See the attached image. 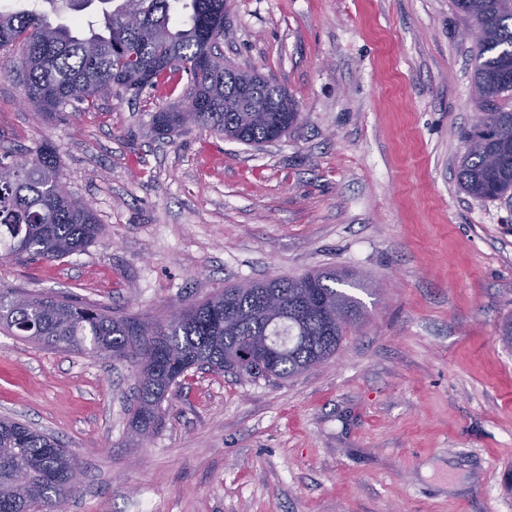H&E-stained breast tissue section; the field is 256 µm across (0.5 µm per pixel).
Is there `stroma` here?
Wrapping results in <instances>:
<instances>
[{
	"label": "stroma",
	"instance_id": "35a3bbf8",
	"mask_svg": "<svg viewBox=\"0 0 512 512\" xmlns=\"http://www.w3.org/2000/svg\"><path fill=\"white\" fill-rule=\"evenodd\" d=\"M471 26L452 0H227L225 59L300 113L259 146L156 135L183 72L45 116L13 69L22 44L0 51V161L54 145L106 230L55 261L0 260V288L159 321L333 267L365 306L333 357L287 381L190 370L139 444L132 361L0 332V416L78 464L64 512H512V198L474 199L455 176L480 115Z\"/></svg>",
	"mask_w": 512,
	"mask_h": 512
}]
</instances>
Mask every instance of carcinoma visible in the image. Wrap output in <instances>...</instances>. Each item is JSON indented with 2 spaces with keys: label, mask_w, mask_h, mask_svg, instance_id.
Wrapping results in <instances>:
<instances>
[{
  "label": "carcinoma",
  "mask_w": 512,
  "mask_h": 512,
  "mask_svg": "<svg viewBox=\"0 0 512 512\" xmlns=\"http://www.w3.org/2000/svg\"><path fill=\"white\" fill-rule=\"evenodd\" d=\"M59 15L99 3L102 18L55 23ZM457 12L478 21L473 43L474 93L486 109L464 133L466 151L456 177L479 200L512 191V0H452ZM224 36V0H35L21 9L0 7V48L25 45L17 68L23 96L51 117L72 102L88 103L117 86L139 94L190 75L192 113L173 107L153 116L169 135L188 123L248 145L274 142L297 124L288 92L262 76L224 63L216 52ZM58 155L43 145L26 167L0 162V246L16 261H53L81 252L103 237L104 227L82 202L59 192ZM334 269L233 285L180 307L160 323L65 296L0 289V330L46 346L82 350L86 340L116 360L139 367L131 432L147 435L158 423L168 389L193 368L256 378L288 379L330 359L363 305L340 289ZM280 298L284 315L268 323L264 307ZM159 356L168 369L145 366ZM22 471L26 480L15 486ZM77 481L75 459L53 437L0 419V512H58Z\"/></svg>",
  "instance_id": "carcinoma-1"
}]
</instances>
